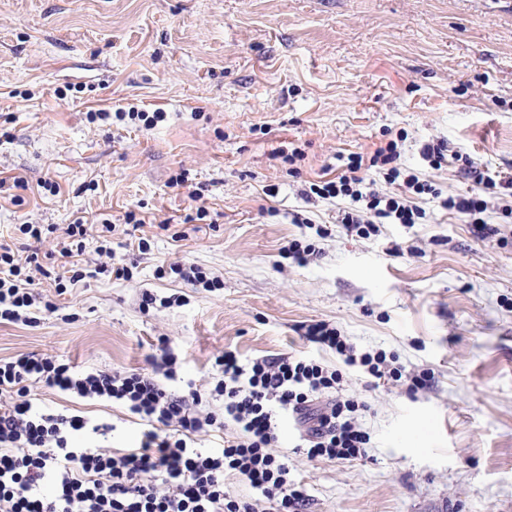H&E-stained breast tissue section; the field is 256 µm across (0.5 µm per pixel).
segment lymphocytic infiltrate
<instances>
[{
    "mask_svg": "<svg viewBox=\"0 0 512 512\" xmlns=\"http://www.w3.org/2000/svg\"><path fill=\"white\" fill-rule=\"evenodd\" d=\"M395 143L351 153L334 178L310 184L306 197H344L339 221L360 237L384 224H415L423 211L414 196L439 198L444 209L482 224L491 190L512 187V176L492 175L473 165L465 170L477 185L464 195L442 196L426 179L396 167ZM386 169L391 191L379 189L373 171ZM11 248L0 247V321L30 323L32 310L56 312L35 294ZM308 342L336 351L345 365L366 367L382 380L407 379L409 390L425 388L428 375L403 376L358 352L336 329L315 323ZM141 370L93 367L77 371L55 357L22 354L0 361V512H305L309 495L290 477L288 458L274 454L280 419L298 430L296 449L308 458L366 457L370 438L360 418L366 401L336 395L343 374L320 363L288 355L242 363L229 351L212 356L216 371L206 388L180 380L170 339L157 337ZM80 398L112 400L146 425L139 448L116 452L97 445L75 447L85 434L107 436L113 427L85 417L54 413L35 405L31 385ZM233 427L218 450L198 447L200 436ZM244 477L255 497L237 499L224 490L226 473Z\"/></svg>",
    "mask_w": 512,
    "mask_h": 512,
    "instance_id": "1",
    "label": "lymphocytic infiltrate"
}]
</instances>
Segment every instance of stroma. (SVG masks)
I'll list each match as a JSON object with an SVG mask.
<instances>
[{
	"label": "stroma",
	"mask_w": 512,
	"mask_h": 512,
	"mask_svg": "<svg viewBox=\"0 0 512 512\" xmlns=\"http://www.w3.org/2000/svg\"><path fill=\"white\" fill-rule=\"evenodd\" d=\"M119 109L165 118L134 131ZM439 138L512 175V0H0V244L61 266L63 230L81 217L89 241L104 237L125 263L130 212L147 242L129 281L101 274L61 295L36 277L71 317L0 323V359L139 369L163 334L183 377L203 385L222 350L246 363L313 359L342 371L340 397L368 402L370 448L340 463L279 441L309 512H512V189L484 213L495 233L483 240L428 195L417 200L425 223L369 238L345 233L341 200L301 195L337 153L392 140L400 167L444 194L469 191L459 161L434 170L421 159ZM294 151L299 179L283 161ZM183 172L191 190L171 188ZM297 213L310 225L293 223ZM23 224L57 231L37 243ZM295 241L312 245L306 263L289 259ZM175 261L223 289L165 273ZM146 289L186 303L142 311ZM315 321L393 356L403 380L368 387L364 368L305 340ZM424 372L430 386L409 393L406 375ZM31 394L113 424L112 450L140 443L122 404Z\"/></svg>",
	"instance_id": "obj_1"
}]
</instances>
